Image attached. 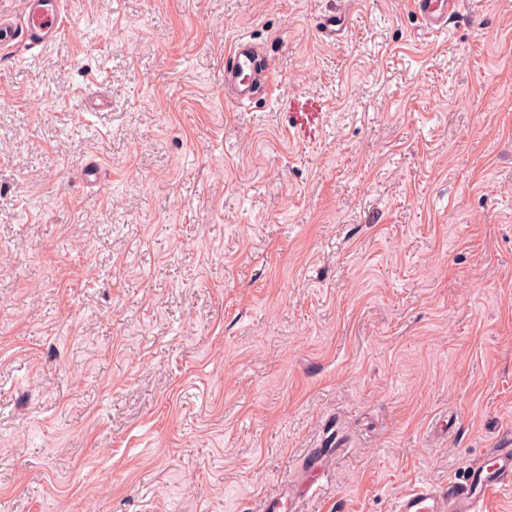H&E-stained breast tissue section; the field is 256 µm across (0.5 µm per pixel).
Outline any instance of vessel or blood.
<instances>
[{
  "label": "vessel or blood",
  "mask_w": 512,
  "mask_h": 512,
  "mask_svg": "<svg viewBox=\"0 0 512 512\" xmlns=\"http://www.w3.org/2000/svg\"><path fill=\"white\" fill-rule=\"evenodd\" d=\"M425 31L439 33L463 14L462 0H410ZM26 31L39 43L56 40L63 31L62 0H24ZM264 52L250 40H235L224 57V91L236 105L252 102L257 90H271L275 76L263 69ZM289 109L296 134L309 135L322 124L325 104L313 97L292 99ZM512 483V441L501 438L490 462L469 466L463 477L447 487L423 482L397 499L394 512H486L490 493Z\"/></svg>",
  "instance_id": "1"
}]
</instances>
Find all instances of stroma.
Here are the masks:
<instances>
[{"label": "stroma", "mask_w": 512, "mask_h": 512, "mask_svg": "<svg viewBox=\"0 0 512 512\" xmlns=\"http://www.w3.org/2000/svg\"><path fill=\"white\" fill-rule=\"evenodd\" d=\"M63 8L0 50V512H392L488 460L512 0L433 36L409 0ZM242 33L276 71L247 109ZM294 95L327 104L316 140ZM262 57L263 49L257 44L244 37L235 40L224 57L225 98L233 100L238 106L251 103L257 91V82L264 94L268 95V90L273 88L275 76L269 69L262 68Z\"/></svg>", "instance_id": "obj_1"}]
</instances>
